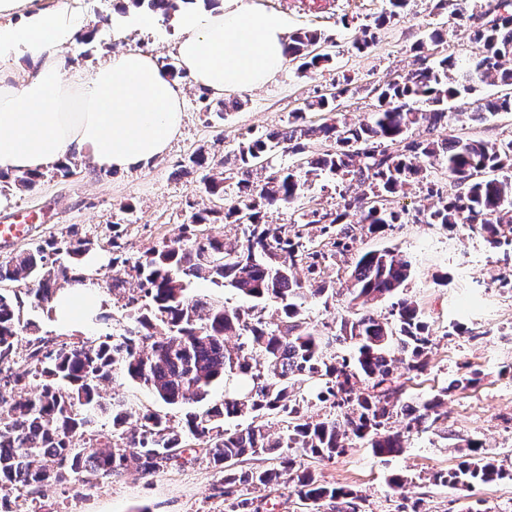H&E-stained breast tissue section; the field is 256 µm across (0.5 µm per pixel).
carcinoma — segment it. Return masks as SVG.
I'll use <instances>...</instances> for the list:
<instances>
[{
	"mask_svg": "<svg viewBox=\"0 0 512 512\" xmlns=\"http://www.w3.org/2000/svg\"><path fill=\"white\" fill-rule=\"evenodd\" d=\"M197 0H132L138 8L170 16ZM406 0H390L392 10L362 26L352 40L362 51L375 40V30L399 15ZM459 20L474 45L469 66L458 71L453 58L443 56L434 65L426 59L444 42L443 29H432L416 44L421 66L390 80L377 94L376 110L357 124L338 118L336 99L351 84L343 76L342 88L320 95L293 113L288 126L240 142L234 197L224 203V222L241 226L242 239L198 235L212 222L214 209L198 210L183 224V236L162 242L131 264L137 288L126 299L129 324L118 332L98 334L92 340L56 341L33 319H22L23 298L33 310L51 307L56 294L74 276L71 265L84 260L92 249L81 239H51L0 262V284L28 285L25 296L0 291V512H12L5 491L22 486L38 493L50 484L78 480L92 484L100 478L119 477L134 466L151 474L178 461L183 454L202 451L209 463L224 473L225 512H258L254 499L238 493L239 486L273 488L282 479L313 512L327 508L342 512L345 499L357 501L364 512L365 498L358 492L320 481L301 458L331 460L347 452L350 441L364 442L376 456L403 451L405 434L424 430L441 420V397L465 391L478 383L479 372L468 371L448 381L441 395L413 406L400 407L405 432L388 427L402 393L395 376L396 349L409 371L424 372L432 359V341L419 307L406 297L392 304L390 317L378 318L362 307L370 300L399 292L410 276V264L393 249L364 252L348 266L345 293L352 309L340 318L339 332L325 335L308 326L302 310L308 296L329 294L324 269L351 254L357 235L402 224L406 210L391 207V197L441 169L449 189L427 182L436 198L415 222L458 224L486 237L505 252L512 250V138L486 142L448 135L425 141L410 140L407 132L425 123L434 131L448 118V103L475 89V84H499L507 92L476 100L464 108L470 121L512 112V0H467ZM332 41L317 30L290 35L289 61L298 72L309 74L329 66L332 56L319 48ZM424 103V110L418 104ZM323 112L318 125L306 123L305 112ZM298 156L297 164L277 168L275 149ZM190 162L205 171V191L224 196V178L213 173L203 152ZM268 172L263 183L250 179L252 171ZM328 174L342 183L356 182L365 191L340 194L334 212L308 208L287 224L267 220L271 210L286 208L300 198L309 175ZM359 215L355 224L347 222ZM306 270L307 280L294 275ZM198 280L232 288L253 301L247 309L227 308L220 301L190 294ZM282 306L280 321L272 326L263 316V303ZM29 332V352L17 367L15 343ZM238 337L235 348L225 336ZM352 345L349 356L336 358L330 347ZM152 391L173 406L200 404L218 381L234 376L244 385L225 389L224 401L201 412L187 414L185 426L145 413L140 423L127 427L132 408L125 400L106 398L103 389L116 377ZM38 380L36 389L30 380ZM317 386L315 397L331 402L333 417L307 416L295 394L296 385ZM254 417L273 416L284 433L270 438L265 425L255 421L244 428H226V420L243 411ZM107 418L110 434L97 428ZM266 454L276 467L236 470V461ZM502 472L473 442L458 468L440 474L443 484L468 490L488 483Z\"/></svg>",
	"mask_w": 512,
	"mask_h": 512,
	"instance_id": "cac0c4a2",
	"label": "carcinoma"
}]
</instances>
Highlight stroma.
I'll list each match as a JSON object with an SVG mask.
<instances>
[{"label": "stroma", "mask_w": 512, "mask_h": 512, "mask_svg": "<svg viewBox=\"0 0 512 512\" xmlns=\"http://www.w3.org/2000/svg\"><path fill=\"white\" fill-rule=\"evenodd\" d=\"M121 2L82 0L97 36L93 44L61 51L66 71L88 73L104 56L130 50L154 55L162 64L175 60L179 30L174 22L160 18L150 28H114L111 19ZM460 4L448 0L444 9L435 11L429 0H410L399 17L378 30L374 45L359 53L351 46L357 27L386 12L388 0H253L258 12L286 16L291 31L331 34L336 42L333 64L309 75L286 64L273 82L238 92L242 108L224 113L207 109L191 78L179 79L185 108L182 131L162 157L141 168L100 170L80 159L69 177L45 172L30 190L0 178V225L19 214L27 215L29 223L24 237L0 247V262L41 240H88L93 255L102 260L90 277L105 290L114 275L123 274V259L140 257L160 242L181 236L192 209L221 207V200L206 193L200 171L192 168V153L203 151L223 163L226 172L235 171L238 145L248 133L283 128L306 100L333 91L335 80L344 74L352 78V91L340 97L339 111L348 122H360L376 109L377 87L418 68L413 47L428 28L446 30L435 56L470 60L473 48L455 17ZM463 130L491 142L511 136L512 112L480 123L453 112L440 133ZM354 248H393L411 264L403 294L422 312L433 356L426 372L407 381L403 403L430 399L450 378L471 370L479 372L481 381L448 397L442 407L445 419L410 433L399 455L378 457L357 441L333 460L305 459V467L323 482L359 491L366 499L365 512H399L404 502L415 500L421 501L424 512H467L471 507L477 512H512V380L499 373L501 366L512 365V288L502 285L512 266L481 235L438 224H397L359 238ZM324 279L337 294L307 299L304 315L313 326L347 313L344 280L336 267L325 269ZM457 323L464 325L465 334L454 332ZM112 389L137 413L156 412L175 424L185 419V408L164 404L144 387L120 379ZM474 440L481 441L502 468L503 478L469 493L436 482V475L457 467ZM392 474L405 477L403 488L388 486ZM220 488L219 473L198 457L150 475L132 470L93 485L51 484L36 495L17 487L9 496L24 512H224Z\"/></svg>", "instance_id": "obj_1"}]
</instances>
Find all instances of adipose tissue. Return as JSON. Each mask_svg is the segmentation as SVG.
Listing matches in <instances>:
<instances>
[{"mask_svg": "<svg viewBox=\"0 0 512 512\" xmlns=\"http://www.w3.org/2000/svg\"><path fill=\"white\" fill-rule=\"evenodd\" d=\"M177 56L194 83L215 96L273 81L288 62L285 16L258 13L250 0H222L177 16ZM87 20L72 5L43 9L32 0H0V67L21 59L22 75L0 78V171L39 174L70 154L99 169L127 172L163 155L183 126L181 91L154 56L121 53L81 79L57 49L76 48ZM101 306L87 279L64 286L53 318L79 324Z\"/></svg>", "mask_w": 512, "mask_h": 512, "instance_id": "adipose-tissue-1", "label": "adipose tissue"}]
</instances>
